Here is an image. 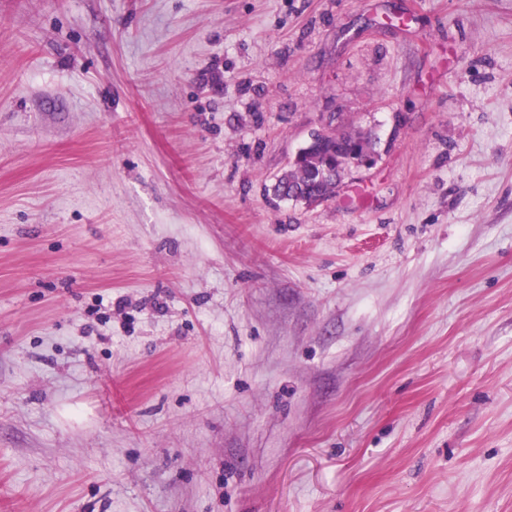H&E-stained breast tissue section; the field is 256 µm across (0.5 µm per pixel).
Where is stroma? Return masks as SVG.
<instances>
[{"label": "stroma", "mask_w": 512, "mask_h": 512, "mask_svg": "<svg viewBox=\"0 0 512 512\" xmlns=\"http://www.w3.org/2000/svg\"><path fill=\"white\" fill-rule=\"evenodd\" d=\"M0 512H512V0H0ZM364 134L362 130L341 132L335 138L326 139L322 147L310 150L297 159L298 152L297 160L292 161L278 177L273 187L275 196L288 200L291 194L299 192L310 199L332 197L340 180L336 181V166L333 164L336 145L343 141L339 146L342 155L352 146H359Z\"/></svg>", "instance_id": "stroma-1"}]
</instances>
